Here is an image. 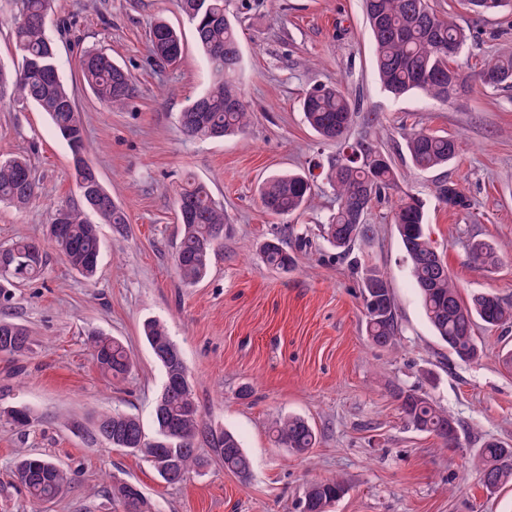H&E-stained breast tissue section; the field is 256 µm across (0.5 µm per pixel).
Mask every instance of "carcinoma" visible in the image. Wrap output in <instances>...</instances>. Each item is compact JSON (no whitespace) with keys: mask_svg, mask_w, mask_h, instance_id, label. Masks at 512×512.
Wrapping results in <instances>:
<instances>
[{"mask_svg":"<svg viewBox=\"0 0 512 512\" xmlns=\"http://www.w3.org/2000/svg\"><path fill=\"white\" fill-rule=\"evenodd\" d=\"M477 13H493L512 7V0H465ZM53 0H21L19 14L13 20L16 49L21 57L12 72L0 66V99L32 103L50 118L58 134L66 141L72 158L85 157V128L74 95L63 82L57 63L54 41L47 34ZM177 6L192 26L197 47L206 56L212 81L199 97L179 116L180 130L190 140L220 139L243 130L249 122V105L236 83L241 64L238 30L228 16L225 0H177ZM374 65L385 91L395 97L419 92L442 102L466 92L467 80L454 64V58L466 44L465 30L452 18L439 16L430 0H364ZM154 57L175 63L182 57L184 44L180 31L165 21L156 22L150 32ZM78 70L84 85L110 108L122 106L132 90L130 75L112 56L101 50L85 51L79 57ZM480 81L492 88L512 84V55L490 60L479 73ZM302 112L308 125L326 141L339 146V157L327 179L336 195V210L321 225L322 238L346 258L359 239L373 233L367 223L373 204L389 190L398 188L393 160L381 143L364 137L347 142V133L358 111L342 91L329 85L308 90L302 100ZM405 150L412 167L428 171L447 164L458 154L457 140L412 128L403 133ZM77 190L82 206H57L47 224L46 237L21 236L0 246V307L11 305V286L40 275L46 247H53L70 267L86 280H95L101 259L98 224L116 228L128 223L125 211L105 189L97 170L74 165ZM438 198L446 205L467 210L468 197L453 182L437 187ZM39 195L29 160L23 156L0 161V201L25 207ZM264 209L275 215L292 214L308 205L314 196L313 180L301 173L276 175L260 188ZM95 213L99 223L87 219ZM182 225L181 238L174 256L180 280L189 285L208 274L217 251L224 243L227 224L224 207L201 182L187 180L177 198ZM411 267L425 316L448 348L460 359L479 357L475 327L512 324V304L487 292L471 295L464 301L437 248L426 232L422 201L406 193L399 197L391 216ZM263 260L274 269L288 271L295 266V255L278 236L263 242ZM470 258L481 266L499 261L495 248L484 241L470 245ZM362 298L366 332L378 346L392 343L399 333L393 289L377 270L362 274ZM143 336L164 374V382L153 408L154 432H145L134 415L118 409L98 415L89 428L76 426L92 445L139 451L158 474L167 471L168 484H178L192 471L209 464L198 449H212L224 470L241 481L251 477L252 460L238 437L227 430L209 426L189 381L180 348L166 325L147 320ZM96 365L113 379L125 377L133 367L131 351L114 336L100 330L88 333ZM29 329L22 323L0 320V354L12 358L32 353ZM399 409L414 429L430 433L444 447L460 442V424L424 393L415 389L398 390ZM8 424L24 431L37 417L24 404L0 411ZM274 442L289 452L304 455L318 442L309 422L300 416H288L275 422ZM479 480L487 491L512 484V446L489 440L478 453ZM16 475L26 489L33 512H44L74 482V473L50 457L36 452L24 453L16 463ZM113 504L120 512H150L142 491L134 484L115 480L109 489ZM346 492L342 481L332 478L305 486L294 504V512H327L331 502Z\"/></svg>","mask_w":512,"mask_h":512,"instance_id":"obj_1","label":"carcinoma"}]
</instances>
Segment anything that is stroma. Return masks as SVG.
<instances>
[{"label":"stroma","mask_w":512,"mask_h":512,"mask_svg":"<svg viewBox=\"0 0 512 512\" xmlns=\"http://www.w3.org/2000/svg\"><path fill=\"white\" fill-rule=\"evenodd\" d=\"M470 35L458 64L472 87L443 103L413 92L395 98L381 87L361 0H227L238 23L239 84L251 110L246 132L221 140L186 139L180 112L211 81L175 0H54L49 36L61 75L83 116L88 159L125 210L124 230L100 227L95 282L49 252L43 278L17 284L0 319L25 324L32 354L0 355V408L21 402L38 416L19 431L0 420V512H28L14 473L19 449L44 453L76 474L49 512H114L113 479L137 484L153 512H292L306 483L337 476L347 492L328 512H512V485L491 494L474 461L483 442L512 446V327L478 328L481 357L464 362L435 335L391 222L392 201L374 204L375 231L341 260L319 234L334 206L325 176L337 154L303 118L300 100L317 85L338 86L378 124L355 121L349 138L380 136L404 179L402 190L424 203L431 240L462 297L493 292L512 303V88L476 81L490 59L512 54V13L477 16L463 0H431ZM180 27L185 51L168 65L149 51L157 19ZM102 49L126 68L134 92L120 109L84 89L79 55ZM455 137L448 166L411 168L401 127ZM28 156L40 196L26 207L0 203V245L42 236L50 211L79 203L67 143L34 105L0 102V160ZM311 174L317 197L294 215L264 211L259 188L269 176ZM206 183L232 231L198 284L181 282L173 254L181 237L176 198L187 178ZM457 182L473 206L439 202L438 185ZM281 230L298 251L293 270L268 267L259 245ZM491 243L498 266L468 258L471 241ZM377 267L398 305L396 344L369 342L352 260ZM166 323L182 350L189 379L209 424L235 432L252 463L241 482L219 462L167 484L142 454L93 447L73 423L118 408L150 422L163 372L142 337L145 320ZM119 338L136 356L126 378L101 374L87 344L90 331ZM422 387L461 425V445L407 426L397 389ZM299 415L318 435L310 454L276 447L274 421Z\"/></svg>","instance_id":"1"}]
</instances>
